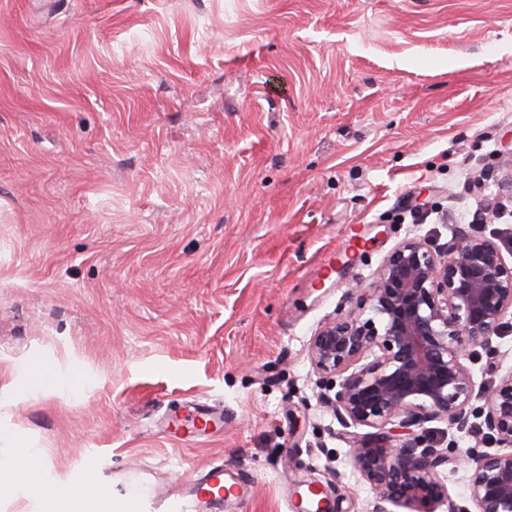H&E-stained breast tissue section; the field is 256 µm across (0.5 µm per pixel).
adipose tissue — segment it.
Masks as SVG:
<instances>
[{"label":"adipose tissue","instance_id":"ef3b65f1","mask_svg":"<svg viewBox=\"0 0 512 512\" xmlns=\"http://www.w3.org/2000/svg\"><path fill=\"white\" fill-rule=\"evenodd\" d=\"M0 481L21 490L34 512H109L107 499L92 495L84 483L50 477L38 449L25 441L10 448L0 461Z\"/></svg>","mask_w":512,"mask_h":512}]
</instances>
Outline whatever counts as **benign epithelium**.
Segmentation results:
<instances>
[{"instance_id":"obj_1","label":"benign epithelium","mask_w":512,"mask_h":512,"mask_svg":"<svg viewBox=\"0 0 512 512\" xmlns=\"http://www.w3.org/2000/svg\"><path fill=\"white\" fill-rule=\"evenodd\" d=\"M350 296L353 307L321 326L308 355L322 402L349 429L354 466L374 491L370 512H437L445 501L448 512H512V373L478 385L471 368L476 348L494 354L493 337L512 314V265L501 247L465 231L445 247L406 240ZM434 421L497 450L450 453L443 439L415 434ZM461 461L463 504L438 479L440 467Z\"/></svg>"}]
</instances>
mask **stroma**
I'll return each mask as SVG.
<instances>
[{"instance_id": "obj_1", "label": "stroma", "mask_w": 512, "mask_h": 512, "mask_svg": "<svg viewBox=\"0 0 512 512\" xmlns=\"http://www.w3.org/2000/svg\"><path fill=\"white\" fill-rule=\"evenodd\" d=\"M510 158L512 0H0V448L370 512L310 340L404 240L511 263ZM73 365L78 401L21 378Z\"/></svg>"}]
</instances>
